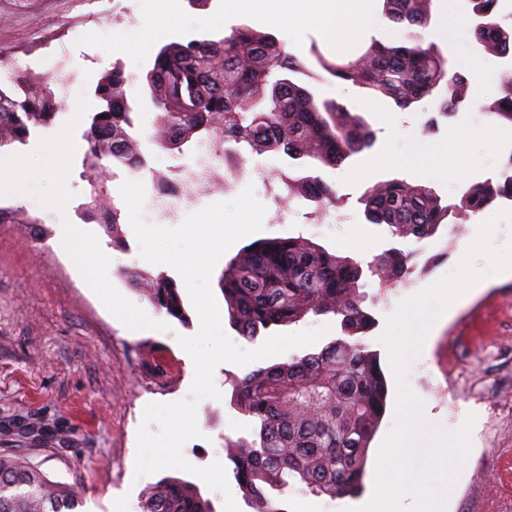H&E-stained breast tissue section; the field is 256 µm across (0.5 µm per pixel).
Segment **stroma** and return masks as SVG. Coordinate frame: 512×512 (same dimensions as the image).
Instances as JSON below:
<instances>
[{"label": "stroma", "mask_w": 512, "mask_h": 512, "mask_svg": "<svg viewBox=\"0 0 512 512\" xmlns=\"http://www.w3.org/2000/svg\"><path fill=\"white\" fill-rule=\"evenodd\" d=\"M113 3L125 16L114 25L99 19L100 0H0V58L9 62L13 74L38 80L48 77L54 53L70 59L67 107L51 123L32 128L31 139L60 127L83 135L96 106L95 89L118 65L129 77L127 99L137 106L133 135L148 145L156 112L144 97V82L160 49L225 34L211 21L224 0H177L174 28L145 38L139 29L154 0ZM242 24L303 56L314 46L326 56L337 55L312 28L294 31L249 18ZM426 39L457 61L472 100L499 97L507 61L469 38L451 43L432 27ZM318 90L345 104L376 134L372 150L319 171L335 189L349 221L313 226L310 206L295 201L282 219L265 214L262 229L241 243L300 235L364 263L393 247L410 253L414 271L408 285L382 296L373 279L363 287L365 307L375 319L364 342L387 373L389 356L380 340L387 316L401 300L453 270L479 225L504 204L499 201L471 215L462 237H453L446 223L419 241L393 237L387 225L367 223L359 196L369 185L399 178L432 186L445 201H458L467 185L498 180L512 158V124L463 109L428 134L421 109L400 110L346 82L331 81ZM455 132L465 137L460 176H421L413 167L371 164L374 156L389 150L411 159L444 155ZM29 164L39 178L26 200L0 190V207L14 217L13 223L0 224V454L23 455L50 480L77 486L85 495L81 512H124L125 504H139L157 480L153 474H135L137 432L146 407L190 395L194 365L178 339L196 334L199 318L191 305L185 324L158 311L129 281V273L141 269L167 274L171 268L141 258L129 222H122L114 237L105 230V216L87 209L90 185L83 157L65 167L60 153L45 148L30 154ZM63 191L69 195L66 222L73 237L67 251L56 245L57 217L45 211L46 203ZM27 215L32 223H24ZM246 372L233 363L216 366L213 379L221 397L198 402L201 435L182 448L191 464L205 467L217 461L232 470L224 440L246 434L249 423L229 405L231 382ZM408 383L423 401L427 422L454 430L467 416L475 418L470 451L445 512H512V278L490 276L488 287L425 341L410 366Z\"/></svg>", "instance_id": "obj_1"}]
</instances>
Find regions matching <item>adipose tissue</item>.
I'll list each match as a JSON object with an SVG mask.
<instances>
[{
	"label": "adipose tissue",
	"instance_id": "ef3b65f1",
	"mask_svg": "<svg viewBox=\"0 0 512 512\" xmlns=\"http://www.w3.org/2000/svg\"><path fill=\"white\" fill-rule=\"evenodd\" d=\"M381 0H224L221 20L255 15L284 28H314L348 50L364 32L380 23Z\"/></svg>",
	"mask_w": 512,
	"mask_h": 512
}]
</instances>
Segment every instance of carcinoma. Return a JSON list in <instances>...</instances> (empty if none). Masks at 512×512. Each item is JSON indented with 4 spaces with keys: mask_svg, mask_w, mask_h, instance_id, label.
<instances>
[{
    "mask_svg": "<svg viewBox=\"0 0 512 512\" xmlns=\"http://www.w3.org/2000/svg\"><path fill=\"white\" fill-rule=\"evenodd\" d=\"M477 22L473 40L499 58L512 57V27L496 21L500 0H472ZM386 17L404 28V40L386 45L375 39L352 59H330L312 48V59L287 52L269 35L235 28L224 38L167 45L146 74L154 106L157 145L179 152L192 139L224 134V156L283 153L291 166L307 172H279L296 198L316 206L339 203L318 170L343 164L372 147L375 134L346 105L320 99L312 83L348 82L389 98L401 110L424 100L434 103L424 126L431 133L437 117L472 105L457 62L426 41L432 0H383ZM125 71L115 66L97 86L96 111L84 134L88 181L87 208H101L106 163L134 171L147 168L131 131L134 107L125 93ZM56 99L51 83L31 85L0 78V147L22 141L30 129L49 122ZM479 111L512 124V70L502 74L501 94ZM501 197H512V178L486 180L445 203L429 185L391 179L372 184L358 198L371 224H385L399 238L424 239L455 212L475 214ZM411 256L390 248L363 265L303 237L254 243L224 264L219 287L230 320L249 342L262 333L302 321L309 315L340 318L341 335L321 349L258 367L233 385L230 404L250 423L248 435L226 440L236 449L234 477L256 512H287L290 480L315 495L355 497L363 487L369 444L385 413L387 383L377 354L361 335L373 326L360 281L367 275L379 288H397ZM147 283V297L158 310L181 322L187 313L176 282L166 274L133 273ZM181 313H176V310ZM83 495L50 481L19 456L0 455V512H77ZM142 512H216L212 499L193 482L164 477L142 495Z\"/></svg>",
    "mask_w": 512,
    "mask_h": 512,
    "instance_id": "1",
    "label": "carcinoma"
}]
</instances>
